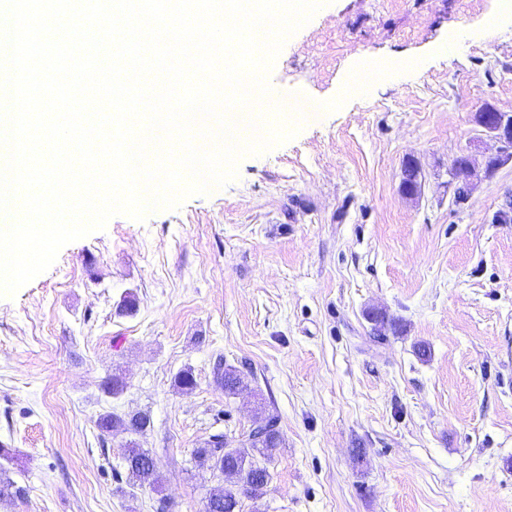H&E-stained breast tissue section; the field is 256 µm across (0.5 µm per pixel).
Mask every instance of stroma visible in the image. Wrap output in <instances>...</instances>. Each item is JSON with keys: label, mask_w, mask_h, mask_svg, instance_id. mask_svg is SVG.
<instances>
[{"label": "stroma", "mask_w": 512, "mask_h": 512, "mask_svg": "<svg viewBox=\"0 0 512 512\" xmlns=\"http://www.w3.org/2000/svg\"><path fill=\"white\" fill-rule=\"evenodd\" d=\"M268 82L291 139L177 208L113 216L0 296V446L27 488L0 512H160L163 497L202 512L220 481L193 449L259 407L282 444L241 512H512V224L492 221L512 164L485 175L473 122L484 105L512 115V11L328 0ZM464 151L478 175L460 208L448 168ZM219 358L244 374L236 397ZM136 412L159 492L121 466L129 433L96 425ZM214 378L218 385L224 389V396L231 397L238 394L244 387V378L235 367L226 366L221 359L215 364Z\"/></svg>", "instance_id": "stroma-1"}]
</instances>
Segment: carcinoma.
I'll list each match as a JSON object with an SVG mask.
<instances>
[{
  "mask_svg": "<svg viewBox=\"0 0 512 512\" xmlns=\"http://www.w3.org/2000/svg\"><path fill=\"white\" fill-rule=\"evenodd\" d=\"M214 378L227 397L237 395L244 387V378L240 371L224 365L222 361L215 364ZM254 420L256 427L246 432V439L239 446L227 450L224 448L222 435L215 434L203 447L192 451L190 462L193 466L206 469L220 476L225 482L224 492L220 494V498L210 501L208 512H240L242 497L258 499L263 495L270 473L267 467L255 461V456L271 460L282 439L275 417L260 409L255 413ZM117 424L123 426L127 432L137 435L151 426V419L149 415L139 412L126 419L104 414L97 420V427L103 433L109 432ZM124 460L131 480L141 486L147 485L157 492L161 491V475L154 458L147 451L137 447L132 441L125 450ZM26 493V487L19 482L8 476H0V500L22 499Z\"/></svg>",
  "mask_w": 512,
  "mask_h": 512,
  "instance_id": "obj_1",
  "label": "carcinoma"
}]
</instances>
